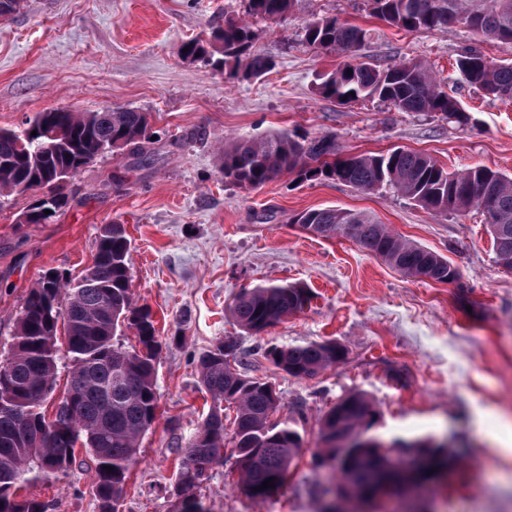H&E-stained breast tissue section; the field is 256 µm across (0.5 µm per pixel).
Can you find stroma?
Here are the masks:
<instances>
[{"instance_id": "stroma-1", "label": "stroma", "mask_w": 512, "mask_h": 512, "mask_svg": "<svg viewBox=\"0 0 512 512\" xmlns=\"http://www.w3.org/2000/svg\"><path fill=\"white\" fill-rule=\"evenodd\" d=\"M244 0H24L0 20V128L49 109L101 112L128 107L151 116V158L110 152L63 187L69 209L44 224L16 218L37 192L0 196V348L7 347L30 288L49 269L80 278L92 264L101 226L121 224L131 241L130 283L148 307L161 350L159 410L141 439L119 512H169L183 447L211 399L197 360L233 341L239 369L275 385L279 421L303 439L286 486L263 503L247 498L231 460L213 465L199 492L210 512H319L332 473L313 467L325 413L353 392L378 417L372 435L387 443L449 441L458 463L420 512H512V272L497 266L480 212L440 214L398 192L362 193L334 180L288 174L244 190L225 184V141L288 130L336 139L340 154L396 148L425 153L448 171L481 165L512 174V101L462 80L456 61L477 43L461 25L405 32L371 14L369 0H295L278 24L250 19L253 51L273 69L225 80L215 67L183 60L179 46L207 36ZM371 29L360 54L386 65H426L460 104L458 123L439 112H402L376 98L349 105L317 92L320 75L343 59L309 46L304 27L322 17ZM366 212L395 233L448 259L467 286L404 277L350 238L323 239L292 224L307 209ZM302 283L310 306L254 336L227 307L242 289ZM335 341L345 356L311 378H295L268 355L274 346ZM88 454L20 493L48 512H99Z\"/></svg>"}]
</instances>
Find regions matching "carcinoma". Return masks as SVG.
I'll list each match as a JSON object with an SVG mask.
<instances>
[{
    "mask_svg": "<svg viewBox=\"0 0 512 512\" xmlns=\"http://www.w3.org/2000/svg\"><path fill=\"white\" fill-rule=\"evenodd\" d=\"M245 12L272 23L288 18L295 0H244ZM372 15L401 30L431 31L464 25L479 41L512 50V0H371ZM306 42L348 58L321 77L318 92L348 105L377 97L403 112H441L463 121L457 101L439 89L426 67L416 61L381 66L359 60L369 30L336 17L309 22ZM254 31L248 21L224 18L209 38L181 44L180 56L207 60L225 79L260 78L274 67L270 58L251 52ZM457 70L466 83L496 98L512 100V58H486L477 47L460 55ZM150 116L129 108L103 112H39L22 129L0 128V194L39 189L54 203L51 217L69 208L63 182L107 152L118 140L131 156L140 157L150 143ZM37 135H32V132ZM224 181L243 189L259 188L285 174L301 180H338L363 192L390 187L436 213L484 211L481 193L492 197L497 213L485 221L496 263L512 271V176L484 166L450 173L431 156L394 149L386 154L340 155L331 136L298 140L286 130L224 144L220 154ZM292 223L321 238L345 235L371 255L408 278L460 283V273L447 258L394 232L373 217L335 208L311 209ZM131 242L121 224H107L96 238L90 283L55 272L30 288L11 337L7 358L0 359V512H48V505L21 497L19 485L48 478L76 461L85 448L95 465L93 495L100 512H116L139 442L155 419V384L160 352L153 314L133 306L130 284ZM310 292L302 283H268L244 289L228 306L246 333L260 335L290 315L304 311ZM67 327L65 348L57 343L58 322ZM136 330L137 344L116 339L123 327ZM222 341L198 360L199 380L212 405L188 440L177 477L172 512H207L197 490L213 465L224 461V448H234L241 491L263 502L281 490L294 458L303 448L300 434L274 419L281 396L267 383L237 369L234 353ZM273 363L296 378L312 377L344 356L334 342L275 346ZM71 365L63 401L69 409L57 418L55 431L41 434L44 406L53 394L59 364ZM234 413L226 432L224 411ZM374 421L373 405L362 393L340 398L324 415L323 448L316 465L341 472L352 493L375 495L384 485L404 481L402 460L379 451L382 441L367 435L352 457L332 449L338 436H361ZM274 487L259 489L267 479Z\"/></svg>",
    "mask_w": 512,
    "mask_h": 512,
    "instance_id": "cac0c4a2",
    "label": "carcinoma"
}]
</instances>
